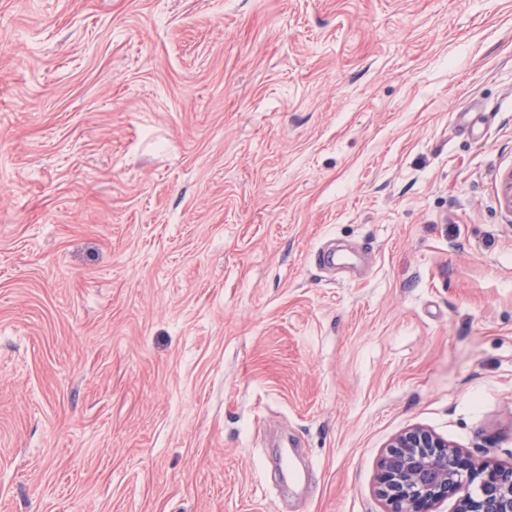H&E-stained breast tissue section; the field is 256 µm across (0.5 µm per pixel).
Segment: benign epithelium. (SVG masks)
I'll use <instances>...</instances> for the list:
<instances>
[{"label": "benign epithelium", "instance_id": "7a95c632", "mask_svg": "<svg viewBox=\"0 0 512 512\" xmlns=\"http://www.w3.org/2000/svg\"><path fill=\"white\" fill-rule=\"evenodd\" d=\"M512 214V171L500 185ZM385 512H434L455 500L454 512H512V464L478 461L433 431L410 427L386 446L376 476Z\"/></svg>", "mask_w": 512, "mask_h": 512}]
</instances>
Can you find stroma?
Instances as JSON below:
<instances>
[{"label": "stroma", "instance_id": "1", "mask_svg": "<svg viewBox=\"0 0 512 512\" xmlns=\"http://www.w3.org/2000/svg\"><path fill=\"white\" fill-rule=\"evenodd\" d=\"M512 0H0V512H384L512 464ZM385 512H512V464L478 461L430 429L410 427L386 446L376 476Z\"/></svg>", "mask_w": 512, "mask_h": 512}]
</instances>
